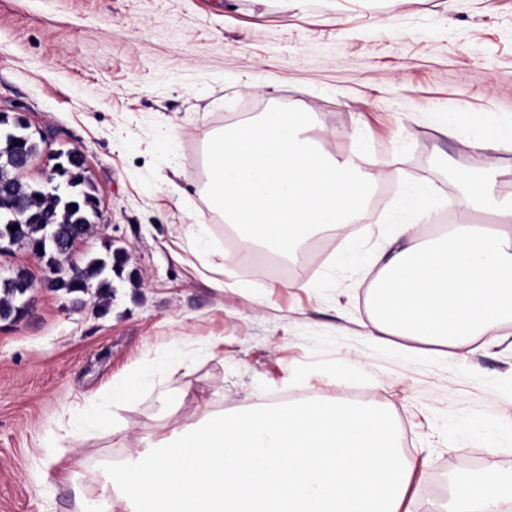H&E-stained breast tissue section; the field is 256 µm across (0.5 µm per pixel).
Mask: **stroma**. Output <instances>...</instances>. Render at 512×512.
Here are the masks:
<instances>
[{
  "label": "stroma",
  "mask_w": 512,
  "mask_h": 512,
  "mask_svg": "<svg viewBox=\"0 0 512 512\" xmlns=\"http://www.w3.org/2000/svg\"><path fill=\"white\" fill-rule=\"evenodd\" d=\"M274 106L306 111L327 152L386 170L389 188L374 208L385 222L319 236L278 275L229 243L203 181L206 134ZM1 112L85 156L101 213L71 264L110 244L139 284L114 280L99 317L94 292L54 290L27 248L0 252V280L33 279L23 316L0 321V512H73V484L91 487L137 437L315 393L394 417L418 512H448L453 483L486 458L512 473V324L448 360L367 336L405 192L428 196L419 232L436 233L434 215H460L477 134L512 118V0H0ZM454 112L470 122L442 136ZM191 224L210 252L189 247ZM141 376L113 425L85 422ZM164 391L181 408L162 409Z\"/></svg>",
  "instance_id": "1"
}]
</instances>
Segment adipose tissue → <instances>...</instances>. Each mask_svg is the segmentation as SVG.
<instances>
[{
    "mask_svg": "<svg viewBox=\"0 0 512 512\" xmlns=\"http://www.w3.org/2000/svg\"><path fill=\"white\" fill-rule=\"evenodd\" d=\"M512 169L486 163L462 201L496 217L489 232L458 221L407 248L410 224H396L392 255L371 289L369 338L409 339L446 358L476 348L512 323V196L496 192ZM120 470L104 474L98 499L81 512H413L415 461L392 418L352 401L310 396L173 430ZM512 499V475L487 463L454 484L450 512H489Z\"/></svg>",
    "mask_w": 512,
    "mask_h": 512,
    "instance_id": "1",
    "label": "adipose tissue"
}]
</instances>
